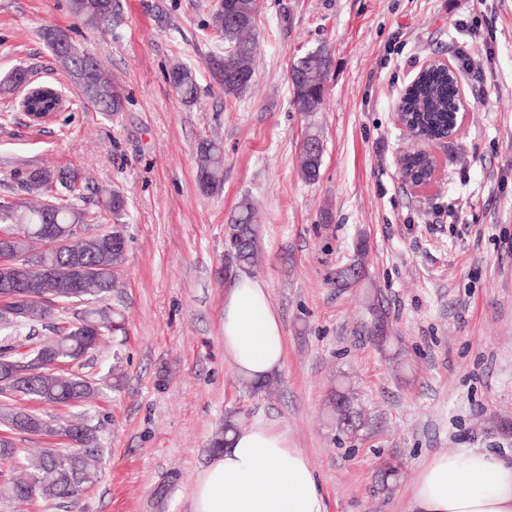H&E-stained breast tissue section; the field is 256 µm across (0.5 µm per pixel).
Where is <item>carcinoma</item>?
Segmentation results:
<instances>
[{
    "instance_id": "carcinoma-1",
    "label": "carcinoma",
    "mask_w": 512,
    "mask_h": 512,
    "mask_svg": "<svg viewBox=\"0 0 512 512\" xmlns=\"http://www.w3.org/2000/svg\"><path fill=\"white\" fill-rule=\"evenodd\" d=\"M88 0H68V11L89 30L114 31L123 23L121 0H108L104 14L87 8ZM257 0H224V10H214L209 27L224 42V52L207 61L212 80L224 91V98H238L245 93L254 75L257 53ZM63 29L43 26L38 35L50 50L59 68L69 79L81 63L80 56L61 52L56 38ZM332 66L327 47L305 52L291 66L292 105L311 115L323 105L325 85ZM33 78L29 68L18 67L5 81L0 93L11 94L22 82ZM166 79L184 104L199 100L200 86L194 71L179 61L170 66ZM82 98L95 111L105 115L121 112L126 95L115 84L98 61H93L86 78L77 83ZM58 88L52 84L33 101L31 110L44 112L51 108ZM408 112L399 120L411 133L440 135L452 121V96L448 91V75L430 70L408 91ZM321 144L319 134L306 136L299 155V174L306 182L319 177L322 155L315 152ZM197 184L203 194L214 192L224 180V145L218 138L204 137L195 149ZM428 160L416 155L409 158L407 175L419 180L427 174ZM20 192L0 196V231L12 236V259L22 263L21 270L33 278L51 271L46 291L39 297L16 304L0 301V393H21L45 404L68 406L96 399L99 388L84 376L65 371L97 352L103 337L122 330L124 316L107 304L112 292L119 288L117 271L124 263L126 248L111 249L108 239L126 242L119 221L126 215L127 201L114 190L104 194L98 208L85 206V178L77 168H31L19 182ZM109 221L114 226L98 232L95 226ZM227 236L237 241L225 275L256 267L261 248V227L256 222V209L245 197L227 226ZM365 245L357 243L351 263L336 271V286L361 289L368 306L378 315L375 331L385 334L384 318L376 289L368 287L365 273ZM81 264L96 270L80 288L73 287L72 268ZM340 385L330 405V417L336 429L351 434L362 421L356 396ZM0 419L18 432L31 435L60 433L70 442L69 448H44L0 482V500L6 503L48 502L74 497L98 480L103 470L98 427L78 418L56 425L36 414L14 411L5 406ZM240 431L239 418L224 419V428L215 438L218 449L230 445Z\"/></svg>"
}]
</instances>
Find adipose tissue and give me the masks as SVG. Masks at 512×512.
Here are the masks:
<instances>
[{
	"mask_svg": "<svg viewBox=\"0 0 512 512\" xmlns=\"http://www.w3.org/2000/svg\"><path fill=\"white\" fill-rule=\"evenodd\" d=\"M221 328L239 377L261 382L282 369L281 321L260 280L242 273L229 283ZM192 500L193 512H326L306 457L261 421L213 454ZM414 502L418 512H512V465L471 448L438 456L422 469Z\"/></svg>",
	"mask_w": 512,
	"mask_h": 512,
	"instance_id": "1",
	"label": "adipose tissue"
}]
</instances>
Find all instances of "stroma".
<instances>
[{"label":"stroma","instance_id":"1","mask_svg":"<svg viewBox=\"0 0 512 512\" xmlns=\"http://www.w3.org/2000/svg\"><path fill=\"white\" fill-rule=\"evenodd\" d=\"M116 35L78 26L66 0H0V80L18 66L50 78L57 65L36 34L70 29L127 95L106 116L71 85L67 121L27 126L16 100L0 96V194L31 167H78L99 189L127 200L123 287L111 305L126 331L78 366L106 377L114 361L123 389L103 388L88 407L51 406L18 394L0 405L62 424L87 414L99 428L103 473L75 498L34 502L29 512H192L191 488L212 455L227 412L286 431L308 459L326 512H416L424 465L459 448L512 464V0H259V55L249 90L228 101L207 58L224 44L208 27L214 0H122ZM497 39L482 72H460L470 101L462 131L435 144L437 177L417 188L399 161L415 147L399 97L430 59L452 60L459 41ZM327 46L332 68L323 105L297 112L291 64ZM196 71L200 98L184 105L166 73ZM323 142L316 182L298 156L309 131ZM224 144V183L197 185L195 147ZM262 229L254 277L278 311L282 370L253 391L224 360V231L243 197ZM331 221H323L322 211ZM369 249L368 280L387 313L389 341L356 288L333 283ZM408 372L396 369L398 362ZM365 412L354 437L328 418L339 382ZM10 434L17 452L0 480L33 450L63 448L62 435ZM399 466L383 479L386 462ZM164 498H157L159 488Z\"/></svg>","mask_w":512,"mask_h":512}]
</instances>
